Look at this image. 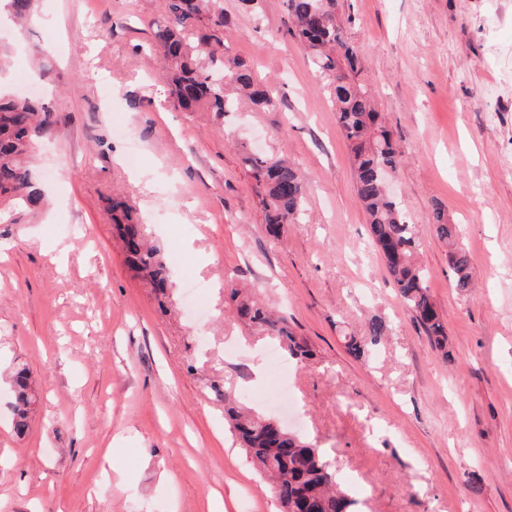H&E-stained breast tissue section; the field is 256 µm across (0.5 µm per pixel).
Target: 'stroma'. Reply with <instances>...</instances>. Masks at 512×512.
Returning a JSON list of instances; mask_svg holds the SVG:
<instances>
[{"label": "stroma", "instance_id": "1", "mask_svg": "<svg viewBox=\"0 0 512 512\" xmlns=\"http://www.w3.org/2000/svg\"><path fill=\"white\" fill-rule=\"evenodd\" d=\"M165 0H37L0 22V90L54 109L32 162L41 215L0 223V512H280L224 420L220 393L322 448L360 512H512V0H338L362 82L403 150L397 190L448 328L439 357L368 244L331 99L288 33L286 0H224V46L277 106L216 120L176 109L154 33ZM140 168L126 165L130 144ZM293 161L306 215L266 231L243 150ZM123 202L166 264L157 293L112 223ZM459 229L475 286L457 294L431 220ZM203 283L199 314L185 284ZM283 312L314 352L239 321L224 290ZM390 332L369 361L342 338ZM261 364V375L251 367ZM39 390L13 431L10 375Z\"/></svg>", "mask_w": 512, "mask_h": 512}]
</instances>
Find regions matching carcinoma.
I'll return each instance as SVG.
<instances>
[{
  "label": "carcinoma",
  "instance_id": "obj_1",
  "mask_svg": "<svg viewBox=\"0 0 512 512\" xmlns=\"http://www.w3.org/2000/svg\"><path fill=\"white\" fill-rule=\"evenodd\" d=\"M36 0H7L17 20L29 18ZM290 35L307 51L316 76L325 81L336 104L338 126L347 140L357 197L370 226L374 246L384 260L386 273L430 345L448 359V332L428 290V272L417 258L420 240L400 201L388 191L387 172L398 169L401 148L383 124L359 76L358 49L343 34L337 0H287ZM167 21L157 27L155 42L161 51L167 92L187 112H213L223 117L238 112L244 101L259 109L276 106V92L254 82L249 65L224 55L227 19L220 0H165ZM53 109L38 99L0 95V220L17 224L46 204L45 194L32 176L31 159L41 143L51 137ZM242 161L262 195L267 232L280 236L283 225L302 219L305 184L297 168L285 159L245 151ZM436 236L448 244V267L458 294L472 288L466 252L456 243L457 227L448 223L445 209L432 210ZM112 220L119 238L127 245L129 265L163 292L169 274L157 250L146 245L141 225L129 211L112 205ZM238 317L260 334L275 336L291 359L314 357L307 341L296 335L282 317L271 314L234 287L227 288ZM389 333L381 317L371 318L361 336L344 337L345 348L355 359L366 358ZM13 429L24 436L36 391L27 368L12 375ZM224 399V413L252 464L271 481L283 512H355L356 500L339 485L336 469L320 449L285 427L275 428L269 418L252 413L237 399Z\"/></svg>",
  "mask_w": 512,
  "mask_h": 512
}]
</instances>
